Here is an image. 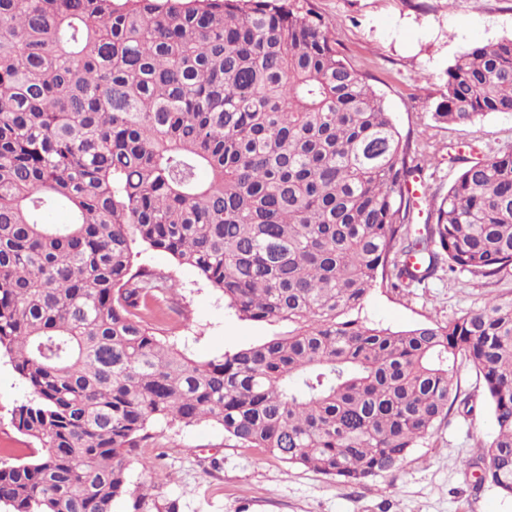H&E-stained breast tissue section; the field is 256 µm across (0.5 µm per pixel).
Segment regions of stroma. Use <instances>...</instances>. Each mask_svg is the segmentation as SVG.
<instances>
[{
  "label": "stroma",
  "mask_w": 512,
  "mask_h": 512,
  "mask_svg": "<svg viewBox=\"0 0 512 512\" xmlns=\"http://www.w3.org/2000/svg\"><path fill=\"white\" fill-rule=\"evenodd\" d=\"M328 22L338 48L372 83L402 134L432 138L435 159L420 175L427 194L417 208L447 193L459 176L455 156L486 159L512 152V113H491L468 126L436 122L431 106L445 89L456 56L478 43L512 37V0H299ZM135 266L169 273L176 283L167 341L206 361L260 343L276 327L240 318L221 291L164 252L134 243ZM512 293V271L484 279L466 271L440 273L425 286L374 289L361 316L394 330L427 319L445 321L483 307L489 297ZM454 383L459 400L431 436L394 472L363 485H347L241 448L213 424L174 426L160 445L139 449L128 465L129 512L145 496L148 512H512V499L477 483V442L493 436L483 379L460 362ZM29 391L8 357L0 356V461L26 459L33 445L12 423L13 409Z\"/></svg>",
  "instance_id": "1"
}]
</instances>
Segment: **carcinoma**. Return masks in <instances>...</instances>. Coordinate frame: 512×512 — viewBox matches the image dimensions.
Returning a JSON list of instances; mask_svg holds the SVG:
<instances>
[{
    "mask_svg": "<svg viewBox=\"0 0 512 512\" xmlns=\"http://www.w3.org/2000/svg\"><path fill=\"white\" fill-rule=\"evenodd\" d=\"M447 75L435 120L512 113V38ZM435 153L297 0H0V355L36 448L0 463V509L115 512L157 424L364 484L447 418L460 358L491 407L481 482L512 497V296L403 330L359 317L444 259L512 269V152L465 166L409 237ZM136 241L288 331L188 358L158 326L176 284L133 268Z\"/></svg>",
    "mask_w": 512,
    "mask_h": 512,
    "instance_id": "obj_1",
    "label": "carcinoma"
}]
</instances>
